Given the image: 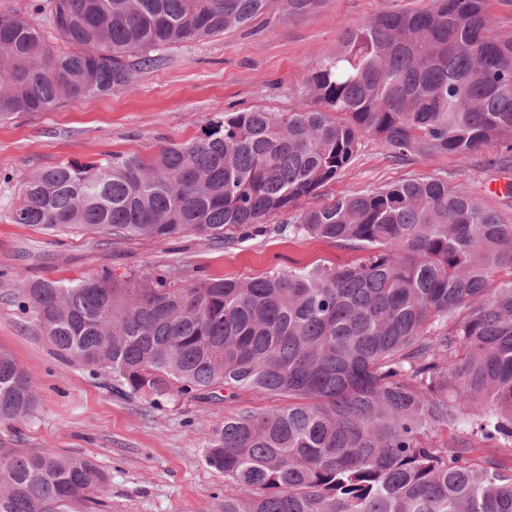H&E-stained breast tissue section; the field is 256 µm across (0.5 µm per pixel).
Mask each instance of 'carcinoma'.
I'll return each mask as SVG.
<instances>
[{
	"instance_id": "cac0c4a2",
	"label": "carcinoma",
	"mask_w": 512,
	"mask_h": 512,
	"mask_svg": "<svg viewBox=\"0 0 512 512\" xmlns=\"http://www.w3.org/2000/svg\"><path fill=\"white\" fill-rule=\"evenodd\" d=\"M271 0H52L63 50L0 15V121L106 95L158 47L250 26ZM301 16L319 0H286ZM512 0H431L341 30L306 76L317 109L258 106L148 160L61 163L14 180L13 224L214 242L277 213V231L360 253L345 265L154 283L93 275L23 282L68 365L127 396H284L224 420L203 457L231 492L220 512H512V224L452 175L415 177L303 208L365 136L388 158L478 154L512 169ZM30 377L0 350V420L29 415ZM107 475L44 449L0 462V512H90Z\"/></svg>"
}]
</instances>
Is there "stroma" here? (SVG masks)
<instances>
[{
    "label": "stroma",
    "mask_w": 512,
    "mask_h": 512,
    "mask_svg": "<svg viewBox=\"0 0 512 512\" xmlns=\"http://www.w3.org/2000/svg\"><path fill=\"white\" fill-rule=\"evenodd\" d=\"M428 0H321L289 16L284 0L249 28L159 50L160 65L139 70L112 93L63 101L56 109L0 123V177L59 163H99L112 154L147 159L160 147L202 135L209 120L256 106L274 112L315 107L304 79L332 50L342 28ZM494 154L437 155L404 163L366 137L355 161L331 191L351 195L415 175H452L455 182L512 224L505 190L512 170L488 166ZM17 186L0 180V349L11 353L36 386L29 416L0 420V457L52 448L94 458L107 475L100 512H216L227 489L222 472L203 460L212 431L226 418L285 398L242 392L237 397L173 395L150 400L112 387L102 371L65 365L32 312L21 304L26 279L62 283L109 270L149 280L248 279L312 264L343 265L356 253L330 241L279 235L270 229L224 243L188 233L159 243L89 231L51 232L10 223Z\"/></svg>",
    "instance_id": "1"
}]
</instances>
